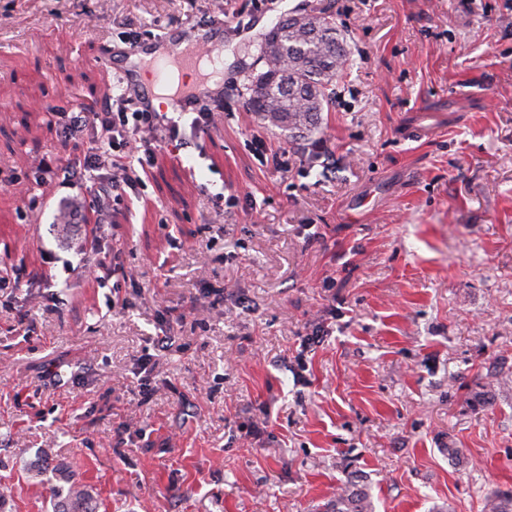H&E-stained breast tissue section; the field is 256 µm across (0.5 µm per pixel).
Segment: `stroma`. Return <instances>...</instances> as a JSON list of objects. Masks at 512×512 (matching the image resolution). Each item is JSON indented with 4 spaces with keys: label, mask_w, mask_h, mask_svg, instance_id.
Returning <instances> with one entry per match:
<instances>
[{
    "label": "stroma",
    "mask_w": 512,
    "mask_h": 512,
    "mask_svg": "<svg viewBox=\"0 0 512 512\" xmlns=\"http://www.w3.org/2000/svg\"><path fill=\"white\" fill-rule=\"evenodd\" d=\"M323 11L349 69L301 141L244 92L263 33ZM216 19V124L185 111L79 254L89 189L31 170L88 146L53 109L122 94L104 43ZM1 265L0 512H52L64 476L98 512H325L350 481L485 512L512 493V0H0Z\"/></svg>",
    "instance_id": "35a3bbf8"
}]
</instances>
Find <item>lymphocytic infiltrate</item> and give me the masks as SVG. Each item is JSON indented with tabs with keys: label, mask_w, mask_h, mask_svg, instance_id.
<instances>
[{
	"label": "lymphocytic infiltrate",
	"mask_w": 512,
	"mask_h": 512,
	"mask_svg": "<svg viewBox=\"0 0 512 512\" xmlns=\"http://www.w3.org/2000/svg\"><path fill=\"white\" fill-rule=\"evenodd\" d=\"M54 124L62 142L91 135L92 142L83 158L38 160L33 165L36 184L53 183L63 188L90 186L88 204L94 221L80 219L82 248L99 247L105 224L112 221L113 202L122 200L129 190L141 184L140 168L152 164L157 148L178 141L177 121L164 112L136 109L130 97L106 103L100 109L79 111L58 109Z\"/></svg>",
	"instance_id": "obj_1"
}]
</instances>
